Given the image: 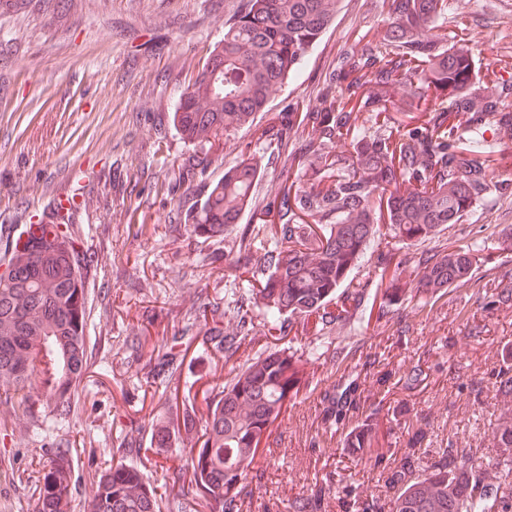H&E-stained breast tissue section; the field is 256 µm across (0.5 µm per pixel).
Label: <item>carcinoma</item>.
<instances>
[{
	"label": "carcinoma",
	"mask_w": 512,
	"mask_h": 512,
	"mask_svg": "<svg viewBox=\"0 0 512 512\" xmlns=\"http://www.w3.org/2000/svg\"><path fill=\"white\" fill-rule=\"evenodd\" d=\"M341 0H243L224 23V38L214 46L195 80L174 107L171 122L192 147L209 150L224 134L253 128L271 95L291 78L336 16ZM383 24L356 42L319 89L311 112H290L276 133L295 130L313 146L312 159H288L305 170L306 185H283L268 201L265 219L253 232L274 248L254 261L248 232L229 247L241 273L260 284L251 304L263 309L269 330L286 335L285 318L303 316L301 332L316 340L359 306L358 292L344 287L376 226L385 221L401 240L424 241L448 224L462 221L496 187L491 166L504 160L502 145L512 142V59L482 76L471 54L448 44V0H382ZM373 113L374 131L365 132L360 115ZM493 131L492 139L485 133ZM351 139L353 152L332 153L329 146ZM207 157L193 155L177 167L174 183L203 174ZM257 165L250 158L224 172L190 211L188 235L199 241L224 236L253 197ZM70 209L57 206L55 221L27 224L7 244L8 272L0 274V394L19 400L50 427L70 414L71 394L88 368L87 308L83 266L91 261L69 224ZM466 251L439 249L419 260L414 279L394 266L378 305L360 316L381 321L398 294L413 299L467 278ZM512 300V290L485 294L483 310ZM225 311L216 306L204 321L197 348L203 353L234 354L254 342L252 316L233 308L235 334H224ZM192 337L173 335L153 362L151 375L165 383L173 401L168 423L186 433L198 414L190 392L196 381L181 379L180 365ZM356 351L332 355L351 366L344 381L320 397L322 421L330 429L351 431L347 447L356 464L379 470L388 499L366 494L363 485L335 479L336 472L306 487L314 512H332L336 501L354 512H512V361L491 372L501 397L492 433L496 466L483 465L481 448H436L421 473L415 457L425 439L421 429L406 430L401 458L373 452L378 444L373 416L358 393L362 375L385 385L394 382L408 394L426 387L425 361L417 359L400 374L374 359L355 360ZM303 373L286 353L274 349L255 356L228 382L203 390L207 405L203 441L190 451L196 486L216 512H243L251 495L243 480L270 427ZM184 400H178L179 393ZM134 440L122 438L112 449L115 465L98 476L87 512H192L182 491L157 499L140 477L145 465L125 464ZM69 449L57 447L44 464L43 485L34 512H62L68 498ZM466 471L469 481L455 497L448 484Z\"/></svg>",
	"instance_id": "obj_1"
}]
</instances>
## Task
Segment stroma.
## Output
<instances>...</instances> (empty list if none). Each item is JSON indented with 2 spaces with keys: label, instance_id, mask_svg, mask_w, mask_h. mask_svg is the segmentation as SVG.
Segmentation results:
<instances>
[{
  "label": "stroma",
  "instance_id": "1",
  "mask_svg": "<svg viewBox=\"0 0 512 512\" xmlns=\"http://www.w3.org/2000/svg\"><path fill=\"white\" fill-rule=\"evenodd\" d=\"M242 0H0V263L13 227L32 215H50L56 197L71 191L76 202L70 222L77 237L99 257L85 279L88 369L70 399L71 414L45 441L35 442L42 423L18 402L0 403V431L11 434L0 447V512H33L43 483L42 464L59 439L76 448L70 483L73 512H84L97 475L110 464L109 448L133 433L142 438V455L154 462L145 485H176L195 494L187 452L193 437L167 428L169 401L162 387L148 382L147 356L167 337L186 326L201 328L217 289L224 304L249 299L247 282L222 257L243 225L254 223V206L240 214L223 238L189 240L185 212L201 202L208 185L223 178L250 143L260 168L257 204L274 198L284 180L302 184L301 171L289 169L288 154L309 153L304 138L291 136L282 148L255 141L248 130L226 135L208 154L203 176L168 189L172 163L191 154L167 116L191 84L224 22ZM383 18L382 0H342L341 8L296 76L258 113L259 126L272 125L288 112H307L318 87L357 38L372 33ZM448 40L468 48L476 69L492 66L512 49V0H448ZM497 191L481 200L461 223L432 239L403 245L389 225L381 224L351 274L363 303L380 287L384 265L403 262L412 270L421 255L439 247L469 252L466 282L457 284L449 303L397 301L394 323L406 327L414 342L393 343L390 327L359 318L337 323L327 342L362 346L364 353L385 357L399 370L414 364L419 351L429 363L446 361L460 374L496 367L512 339V304L484 316L485 290L498 275L512 270V164L494 171ZM165 307L168 316L148 321L145 310ZM484 318L486 339L467 337L474 318ZM256 336L247 349L210 359L188 348L183 376L210 367L211 381L225 383L243 364L266 348H287L303 368L305 382L289 395L272 430L286 449L275 465L257 464L263 497L296 499L301 475L339 470L345 480L374 486L372 469L339 468L345 434L324 427L319 393L340 379L327 357L308 337H266L261 314L253 316ZM112 362L120 380L100 370ZM447 374L435 373L426 389L408 401L425 432L424 447L480 448L494 462L492 428L497 401L491 381L484 392H449Z\"/></svg>",
  "mask_w": 512,
  "mask_h": 512
}]
</instances>
